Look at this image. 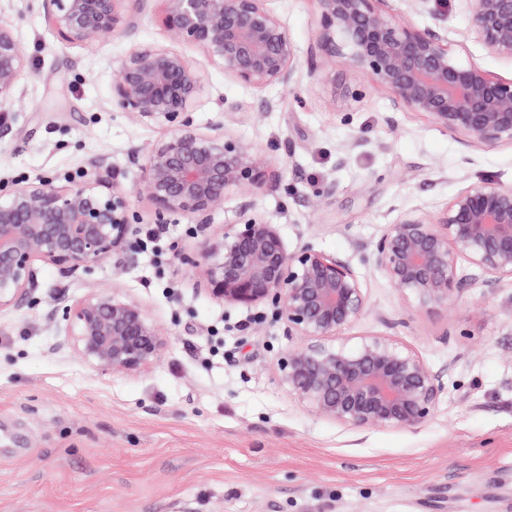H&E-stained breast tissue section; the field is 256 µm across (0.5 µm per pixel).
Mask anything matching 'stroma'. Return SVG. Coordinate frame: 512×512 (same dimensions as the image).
Here are the masks:
<instances>
[{
  "mask_svg": "<svg viewBox=\"0 0 512 512\" xmlns=\"http://www.w3.org/2000/svg\"><path fill=\"white\" fill-rule=\"evenodd\" d=\"M34 0H0L32 76L0 102V186L61 179L94 158L130 186L133 157L165 135L109 104L112 62L127 39L94 51L46 27ZM402 22L448 29L457 60L505 80L512 61L466 37L467 0H431ZM299 53L317 35L316 0H272ZM199 127L225 123L284 167L257 210L289 250L348 260L368 305L345 335L383 334L416 350L445 386L412 429L354 428L301 405L278 378L295 344L273 306L247 311L210 299L190 270L157 268L139 246L94 271L95 288L141 304L169 345L143 373L100 375L58 348L51 317L62 278L37 264L35 306L0 313V512H512V283L476 286L445 308L410 304L369 261L398 209L435 210L486 178L512 186V144L472 146L426 118L391 109V95L350 69L309 74L292 91L248 88L206 63ZM245 103L225 120L224 104ZM271 111H263L264 102ZM498 309L474 313L476 300Z\"/></svg>",
  "mask_w": 512,
  "mask_h": 512,
  "instance_id": "35a3bbf8",
  "label": "stroma"
}]
</instances>
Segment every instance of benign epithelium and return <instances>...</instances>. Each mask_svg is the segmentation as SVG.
<instances>
[{
    "mask_svg": "<svg viewBox=\"0 0 512 512\" xmlns=\"http://www.w3.org/2000/svg\"><path fill=\"white\" fill-rule=\"evenodd\" d=\"M48 27L63 41L92 49L131 34L128 0H41ZM166 42L129 40L112 62V110L166 127L164 139L137 161L128 190L108 184L102 161L59 182L40 177L0 193V312L34 300L36 262L67 277L89 275L130 246L129 197H145L158 220L184 218L201 231L224 214L219 237L203 235L195 252L176 253L207 292L228 307L272 304L298 342L280 359L288 392L330 421L357 428H415L435 412L439 376L409 346L365 335L349 347L342 333L367 306L344 258L307 245L290 251L278 225L256 211L254 196L283 179L251 143L221 124L202 131L193 107L201 69L180 49L202 50L235 83L253 88L295 83L301 63L269 0H152ZM313 72L347 66L391 94L394 112H414L472 144L512 143V79L504 81L448 50L443 26L417 28L396 19L388 0H316ZM475 38L512 61V0H469ZM31 75L9 28L0 26V101ZM236 197L229 209L226 202ZM374 268L420 307H446L476 280L512 281V187L484 179L460 188L437 210L399 211L371 253ZM65 322L58 347L72 348L103 375L143 372L163 356L170 337L146 310L97 288L60 302Z\"/></svg>",
    "mask_w": 512,
    "mask_h": 512,
    "instance_id": "1",
    "label": "benign epithelium"
}]
</instances>
